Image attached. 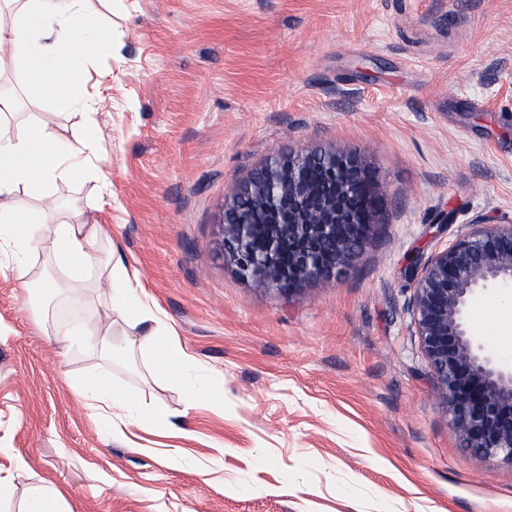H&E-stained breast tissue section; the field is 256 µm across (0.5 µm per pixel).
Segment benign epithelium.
<instances>
[{"label": "benign epithelium", "instance_id": "1", "mask_svg": "<svg viewBox=\"0 0 512 512\" xmlns=\"http://www.w3.org/2000/svg\"><path fill=\"white\" fill-rule=\"evenodd\" d=\"M323 178L309 177L311 167ZM381 192L365 158L322 147L274 153L224 206V240L245 280L290 294L336 279L380 226ZM456 223L434 213L437 233ZM407 275L413 319L430 373L463 446L480 461L512 464V363L470 330L477 301L512 291V216L481 215L464 235L416 254Z\"/></svg>", "mask_w": 512, "mask_h": 512}]
</instances>
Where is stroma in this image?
Masks as SVG:
<instances>
[{"label":"stroma","instance_id":"obj_1","mask_svg":"<svg viewBox=\"0 0 512 512\" xmlns=\"http://www.w3.org/2000/svg\"><path fill=\"white\" fill-rule=\"evenodd\" d=\"M112 30L95 119L107 183L61 180V211L105 225L189 380L224 374V404L188 407L147 355L112 364L144 423L113 436L80 398L101 364L97 293L40 297L0 258V512L34 488L61 512H512V465L463 448L429 372L409 257L512 214V0H87ZM62 141L75 105L0 79ZM362 154L385 222L335 281L285 296L242 279L224 203L272 153ZM457 216L434 235L429 216ZM512 297L471 328L496 350ZM165 414L167 427L148 420ZM25 469H18V460Z\"/></svg>","mask_w":512,"mask_h":512}]
</instances>
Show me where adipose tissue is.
Returning <instances> with one entry per match:
<instances>
[{
  "label": "adipose tissue",
  "mask_w": 512,
  "mask_h": 512,
  "mask_svg": "<svg viewBox=\"0 0 512 512\" xmlns=\"http://www.w3.org/2000/svg\"><path fill=\"white\" fill-rule=\"evenodd\" d=\"M85 0H0V70L21 68L26 81L43 96L65 95L71 103L87 106L99 100L103 78L88 72L91 60L111 43L109 34L92 25ZM15 103L0 94V250L11 248L15 267L26 271L23 253L39 248L55 274L36 278L37 287L52 296L90 287L97 280L110 286L109 310L123 313L130 327L145 326L139 337L122 344L94 339L105 362L127 358L134 351L151 353L156 369L181 380L185 353L167 341V328L143 294L138 279L111 249L103 225L69 217L46 224L36 211L17 209L22 194L47 196L58 180L72 176L104 180L102 168L91 156L100 132L86 124L79 139L60 147L50 120L16 128ZM106 372L95 374L84 393L94 400L99 419L114 433L138 423L139 400L134 393L107 386Z\"/></svg>",
  "instance_id": "1"
}]
</instances>
